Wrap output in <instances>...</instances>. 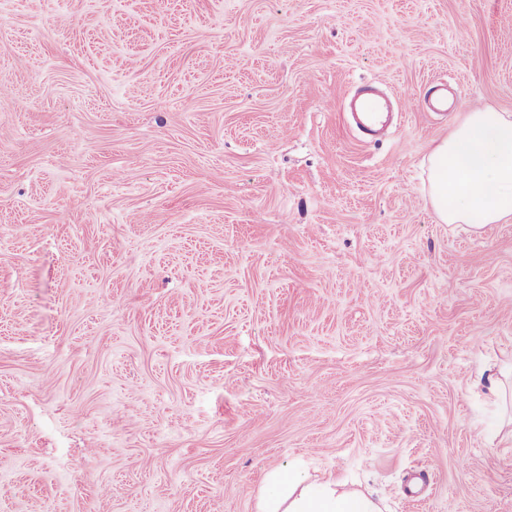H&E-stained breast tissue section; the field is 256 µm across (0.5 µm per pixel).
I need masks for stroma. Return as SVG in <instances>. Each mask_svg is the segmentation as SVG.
Here are the masks:
<instances>
[{
  "instance_id": "stroma-1",
  "label": "stroma",
  "mask_w": 512,
  "mask_h": 512,
  "mask_svg": "<svg viewBox=\"0 0 512 512\" xmlns=\"http://www.w3.org/2000/svg\"><path fill=\"white\" fill-rule=\"evenodd\" d=\"M0 80V512H257L293 469L512 512L474 387L512 367V223L425 189L512 113V0H0ZM351 111L358 114V124L372 136L381 133L387 126L384 104L375 98L363 97L351 103Z\"/></svg>"
}]
</instances>
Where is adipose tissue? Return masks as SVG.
<instances>
[{"instance_id":"1","label":"adipose tissue","mask_w":512,"mask_h":512,"mask_svg":"<svg viewBox=\"0 0 512 512\" xmlns=\"http://www.w3.org/2000/svg\"><path fill=\"white\" fill-rule=\"evenodd\" d=\"M428 196L445 224L512 222V116L469 109L437 144L427 166ZM260 512H382L361 493L340 490L336 479L307 484L294 475L270 477Z\"/></svg>"}]
</instances>
